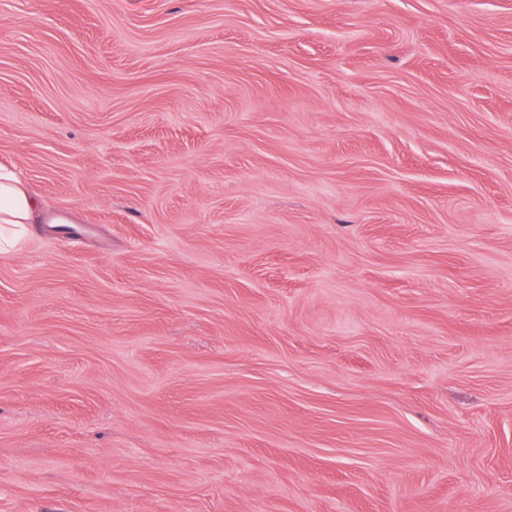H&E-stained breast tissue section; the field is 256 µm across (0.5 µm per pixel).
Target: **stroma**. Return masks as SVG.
Masks as SVG:
<instances>
[{
	"mask_svg": "<svg viewBox=\"0 0 512 512\" xmlns=\"http://www.w3.org/2000/svg\"><path fill=\"white\" fill-rule=\"evenodd\" d=\"M0 512H512V0H0ZM38 201L31 195L22 175L14 168L0 165V245L2 229L5 241L22 236L25 224L35 219Z\"/></svg>",
	"mask_w": 512,
	"mask_h": 512,
	"instance_id": "35a3bbf8",
	"label": "stroma"
}]
</instances>
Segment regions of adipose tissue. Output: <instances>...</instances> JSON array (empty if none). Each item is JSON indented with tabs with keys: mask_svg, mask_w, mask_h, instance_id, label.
<instances>
[{
	"mask_svg": "<svg viewBox=\"0 0 512 512\" xmlns=\"http://www.w3.org/2000/svg\"><path fill=\"white\" fill-rule=\"evenodd\" d=\"M38 207L21 174L0 165V235L7 239L22 236Z\"/></svg>",
	"mask_w": 512,
	"mask_h": 512,
	"instance_id": "1",
	"label": "adipose tissue"
}]
</instances>
